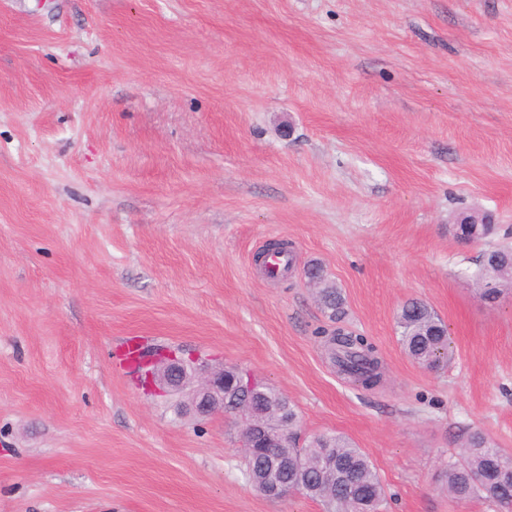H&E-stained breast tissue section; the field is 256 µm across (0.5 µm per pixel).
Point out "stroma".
Here are the masks:
<instances>
[{
  "label": "stroma",
  "instance_id": "obj_1",
  "mask_svg": "<svg viewBox=\"0 0 512 512\" xmlns=\"http://www.w3.org/2000/svg\"><path fill=\"white\" fill-rule=\"evenodd\" d=\"M488 210L494 236L452 219ZM290 243L288 277L254 257ZM512 0H0V512H324L245 472L240 417L177 416L127 337L234 366L350 438L384 512H498L443 490L467 434L512 450ZM318 261L382 379L330 362ZM445 321L447 371L394 315ZM483 268L473 279L474 288L481 301L494 303L505 290L512 288V279L508 274L489 279ZM396 329L399 343L414 362L431 370L448 363V328L424 301H406L397 312Z\"/></svg>",
  "mask_w": 512,
  "mask_h": 512
}]
</instances>
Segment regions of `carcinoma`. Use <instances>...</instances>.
Instances as JSON below:
<instances>
[{
  "label": "carcinoma",
  "mask_w": 512,
  "mask_h": 512,
  "mask_svg": "<svg viewBox=\"0 0 512 512\" xmlns=\"http://www.w3.org/2000/svg\"><path fill=\"white\" fill-rule=\"evenodd\" d=\"M457 239L483 240L496 231L494 224H457ZM306 278L318 285L316 296L321 312L333 323L346 317L345 301L335 285L326 281L324 270L317 264L308 266ZM476 294L485 303L495 302L512 288V277L505 274L488 278L479 269L473 279ZM399 343L416 363L431 370L445 367L450 358L448 328L422 300L406 301L396 315ZM335 345L328 347L339 370L365 388L375 387L377 349L366 337L336 330L330 336ZM239 372L224 368V412L232 413L243 402L246 393H237L231 384ZM248 406L255 412L257 424L270 431L283 427L284 420L297 418L291 402L274 387L257 383L249 395ZM288 460V469L279 470L273 478L288 489H295L322 503L325 512H383L386 493L380 476L369 456L345 436L323 433L299 445L293 436L287 447L280 441L265 451L245 457L249 479L263 485L267 478L269 457ZM448 496L466 500L475 494L494 503L499 512H512V452L501 447L483 430L470 432L459 451V461L445 473Z\"/></svg>",
  "instance_id": "carcinoma-1"
}]
</instances>
